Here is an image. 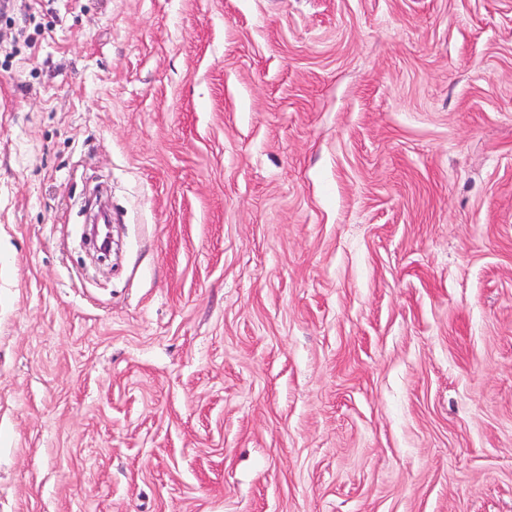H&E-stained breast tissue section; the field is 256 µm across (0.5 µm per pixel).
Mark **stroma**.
<instances>
[{
  "mask_svg": "<svg viewBox=\"0 0 512 512\" xmlns=\"http://www.w3.org/2000/svg\"><path fill=\"white\" fill-rule=\"evenodd\" d=\"M0 512H512V0H0Z\"/></svg>",
  "mask_w": 512,
  "mask_h": 512,
  "instance_id": "1",
  "label": "stroma"
}]
</instances>
